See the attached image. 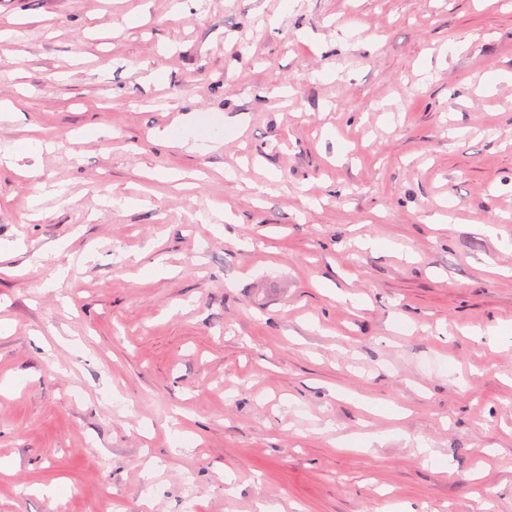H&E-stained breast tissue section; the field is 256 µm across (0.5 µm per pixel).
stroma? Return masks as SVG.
Returning <instances> with one entry per match:
<instances>
[{"mask_svg":"<svg viewBox=\"0 0 512 512\" xmlns=\"http://www.w3.org/2000/svg\"><path fill=\"white\" fill-rule=\"evenodd\" d=\"M1 29L0 512H512V0ZM190 130L191 124L187 121L186 123L178 126L175 134L171 130L165 129L159 132L157 137L172 146H183L187 144L189 139L192 137V147H194L200 154H207L212 151H216L223 144V140L220 136L214 135L208 138H200Z\"/></svg>","mask_w":512,"mask_h":512,"instance_id":"stroma-1","label":"stroma"}]
</instances>
